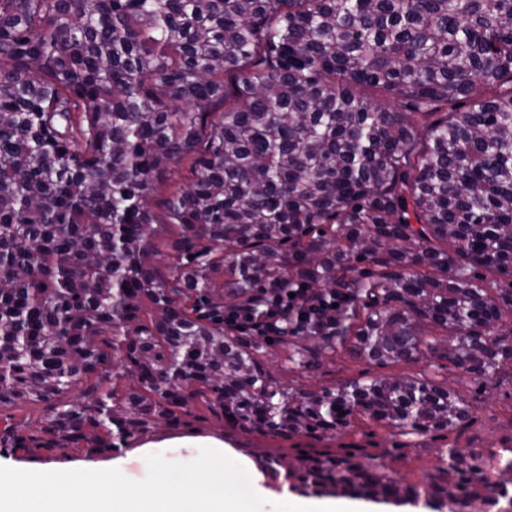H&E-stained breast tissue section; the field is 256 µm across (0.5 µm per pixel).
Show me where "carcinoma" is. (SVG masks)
Here are the masks:
<instances>
[{"label": "carcinoma", "instance_id": "cac0c4a2", "mask_svg": "<svg viewBox=\"0 0 512 512\" xmlns=\"http://www.w3.org/2000/svg\"><path fill=\"white\" fill-rule=\"evenodd\" d=\"M298 286L340 296L333 331L224 321ZM266 352L417 371L288 387ZM444 368L512 384V0H0V409L44 406L15 447L117 450L204 408L416 448L472 419ZM444 455L421 488L352 455L287 470L430 512L508 495L480 474L512 448Z\"/></svg>", "mask_w": 512, "mask_h": 512}]
</instances>
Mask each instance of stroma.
<instances>
[{
  "mask_svg": "<svg viewBox=\"0 0 512 512\" xmlns=\"http://www.w3.org/2000/svg\"><path fill=\"white\" fill-rule=\"evenodd\" d=\"M456 388L476 405L470 426L457 439L459 447L497 450L512 443V386L489 390L470 381H461ZM178 434L222 439L239 454L256 462L284 458L291 460L313 448L329 450L336 456L364 452L374 462L386 463L388 472L394 479L413 487L424 485L430 474L435 473L441 464L440 450L448 445L447 439L434 437L426 439L422 447L403 448L399 445L398 437L367 421L357 422L350 432L333 439H314L304 435L291 438L272 437L224 428L222 422L210 415L202 419L187 418L185 425L176 431L159 426L151 434L144 436L143 441L147 444L157 443ZM116 455L127 460L124 474L126 488H143L158 479L159 472L152 463L129 455L124 448L112 453L83 445L52 451L42 448L0 447V466L14 469L34 481L44 469L64 467L76 461L100 463L111 460Z\"/></svg>",
  "mask_w": 512,
  "mask_h": 512,
  "instance_id": "35a3bbf8",
  "label": "stroma"
}]
</instances>
